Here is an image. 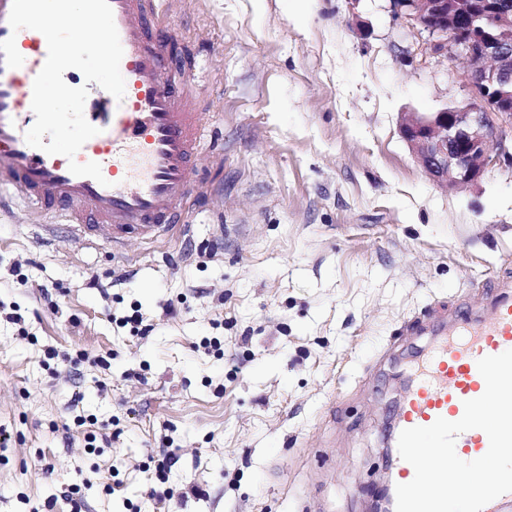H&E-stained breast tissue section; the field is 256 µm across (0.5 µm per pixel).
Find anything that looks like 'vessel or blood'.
I'll use <instances>...</instances> for the list:
<instances>
[{
    "instance_id": "obj_1",
    "label": "vessel or blood",
    "mask_w": 512,
    "mask_h": 512,
    "mask_svg": "<svg viewBox=\"0 0 512 512\" xmlns=\"http://www.w3.org/2000/svg\"><path fill=\"white\" fill-rule=\"evenodd\" d=\"M109 3L124 50V101L114 103L79 70L68 72L74 86H87L92 110L86 119L98 130L74 161L98 163L103 175L98 181L72 174L66 157L27 144L25 134L35 121L33 80L46 60L47 42L33 29L12 31V0H0V41L14 39L24 58L21 67L10 68L0 51V190L11 189L50 223L103 228L116 237L133 228L156 240L169 229L187 227L190 202L204 198L192 166L206 147L203 114L191 96L194 76L171 67L180 33L166 19L165 0ZM409 329L430 332L442 342L414 370L399 407V429L439 418L459 420L465 401L485 391L478 360L512 349V290L502 289L489 306L453 317L442 306L431 307ZM488 448L489 438L479 429L455 442L465 461L482 457Z\"/></svg>"
}]
</instances>
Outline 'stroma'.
<instances>
[{"mask_svg":"<svg viewBox=\"0 0 512 512\" xmlns=\"http://www.w3.org/2000/svg\"><path fill=\"white\" fill-rule=\"evenodd\" d=\"M168 9L216 188L166 250L0 209V512H369L404 324L512 282V166L447 188L411 154L401 113L467 90L388 0Z\"/></svg>","mask_w":512,"mask_h":512,"instance_id":"stroma-1","label":"stroma"}]
</instances>
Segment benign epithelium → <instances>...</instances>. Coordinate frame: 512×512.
Wrapping results in <instances>:
<instances>
[{
    "label": "benign epithelium",
    "instance_id": "1",
    "mask_svg": "<svg viewBox=\"0 0 512 512\" xmlns=\"http://www.w3.org/2000/svg\"><path fill=\"white\" fill-rule=\"evenodd\" d=\"M429 35L433 56L461 59L468 93L437 112H403L399 130L433 181L464 188L512 164V6L504 0H390Z\"/></svg>",
    "mask_w": 512,
    "mask_h": 512
}]
</instances>
